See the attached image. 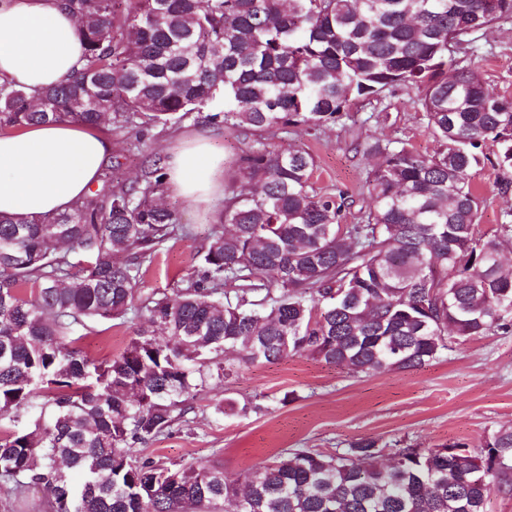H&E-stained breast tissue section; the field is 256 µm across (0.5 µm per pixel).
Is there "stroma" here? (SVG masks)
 Returning <instances> with one entry per match:
<instances>
[{"label": "stroma", "mask_w": 512, "mask_h": 512, "mask_svg": "<svg viewBox=\"0 0 512 512\" xmlns=\"http://www.w3.org/2000/svg\"><path fill=\"white\" fill-rule=\"evenodd\" d=\"M482 44L477 63L486 82L512 98V22L486 33ZM198 136L223 143L226 163L218 179L225 186L233 183L229 161L251 143L252 136L211 124L202 113L141 134L130 129L112 132L109 162L116 165L120 178L130 180L147 171L155 157ZM371 136L403 142L422 154L437 148L411 88L396 90L377 106L353 104L339 123L318 133L297 129L288 136L289 143L315 156L312 183L317 191L346 193L347 224L356 223L369 201V162L357 146ZM499 177V171L487 164L474 179L484 200L481 224L486 230L500 223L503 211L512 209V193L500 192ZM165 201L191 234L160 247L140 282L145 293L172 292L197 269L208 229L219 222L224 209L220 194L194 203L170 193ZM136 327V322L119 320L93 324L85 330L81 348L93 360L111 357L124 349ZM225 398L256 403L260 409L217 413L216 404ZM190 406L187 425L146 446L142 456L183 465L216 460L225 480L238 482L247 470L284 451L339 452L360 438L377 440L385 463L392 461L397 449L432 448L449 441L478 451L497 430L512 427V333L469 340L409 371L355 373L305 355L252 365L241 368L222 388L199 393Z\"/></svg>", "instance_id": "35a3bbf8"}]
</instances>
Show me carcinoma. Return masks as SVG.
Returning a JSON list of instances; mask_svg holds the SVG:
<instances>
[{
	"mask_svg": "<svg viewBox=\"0 0 512 512\" xmlns=\"http://www.w3.org/2000/svg\"><path fill=\"white\" fill-rule=\"evenodd\" d=\"M80 20L84 63L32 95L0 84V128L72 121L115 131L208 110L251 132L234 160L200 264L172 293L139 294L142 270L186 236L161 203L160 160L64 212L0 214V490L42 492L48 512H486L512 473V427L463 443L282 453L243 485L212 461L184 466L140 448L184 421L189 399L243 365L310 355L366 374L409 370L512 329V210L478 230L484 161L512 172V99L482 77L480 32L512 0H62ZM418 92L438 144L420 155L372 137L369 205L341 222L344 195L312 184L314 155L268 139L318 132L351 103ZM495 148L493 156L484 148ZM126 254L122 262L118 253ZM236 287L224 289V284ZM144 319L122 352L95 361L79 329Z\"/></svg>",
	"mask_w": 512,
	"mask_h": 512,
	"instance_id": "cac0c4a2",
	"label": "carcinoma"
}]
</instances>
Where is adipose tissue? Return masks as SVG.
Instances as JSON below:
<instances>
[{
  "label": "adipose tissue",
  "mask_w": 512,
  "mask_h": 512,
  "mask_svg": "<svg viewBox=\"0 0 512 512\" xmlns=\"http://www.w3.org/2000/svg\"><path fill=\"white\" fill-rule=\"evenodd\" d=\"M78 22L60 0H0V83L42 92L67 82L83 63ZM112 154V139L63 121L0 134V214L58 213L88 193ZM224 153L200 138L169 150L176 196L205 201L220 193Z\"/></svg>",
  "instance_id": "1"
}]
</instances>
